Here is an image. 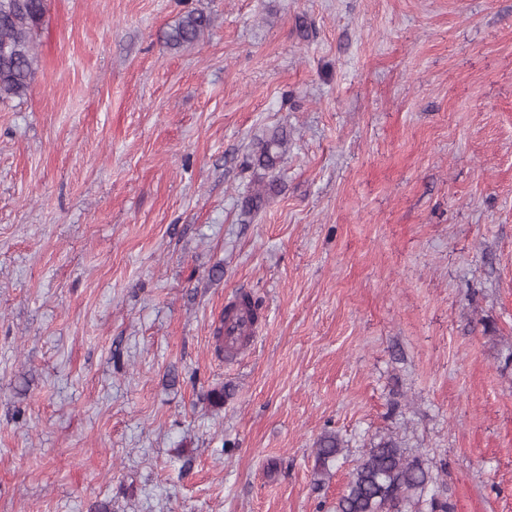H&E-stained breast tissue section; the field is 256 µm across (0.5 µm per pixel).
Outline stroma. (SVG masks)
Masks as SVG:
<instances>
[{
	"label": "stroma",
	"mask_w": 512,
	"mask_h": 512,
	"mask_svg": "<svg viewBox=\"0 0 512 512\" xmlns=\"http://www.w3.org/2000/svg\"><path fill=\"white\" fill-rule=\"evenodd\" d=\"M36 53L0 103V512H335L389 435L512 512V0H47ZM235 291L265 320L228 363ZM210 25L209 15L195 10L188 11L167 32L166 42L175 48L193 46L202 39ZM287 150V133L283 130H274L271 134L251 143L249 157L254 167L269 173L276 169ZM316 461L326 468L328 463L337 458L340 453V441L336 434L324 433L316 442Z\"/></svg>",
	"instance_id": "obj_1"
}]
</instances>
